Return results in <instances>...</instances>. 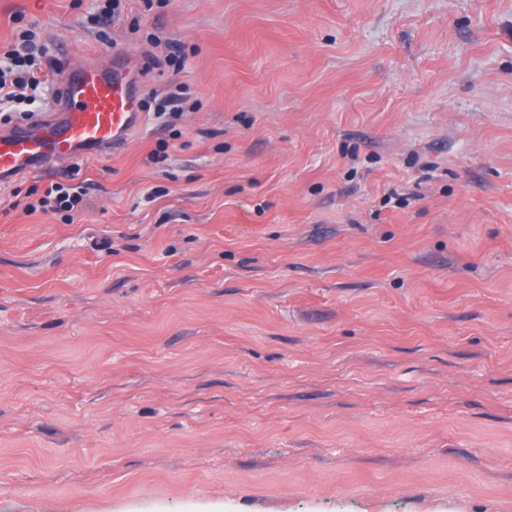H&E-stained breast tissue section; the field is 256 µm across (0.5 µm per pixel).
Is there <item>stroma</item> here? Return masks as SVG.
<instances>
[{"label":"stroma","mask_w":512,"mask_h":512,"mask_svg":"<svg viewBox=\"0 0 512 512\" xmlns=\"http://www.w3.org/2000/svg\"><path fill=\"white\" fill-rule=\"evenodd\" d=\"M97 5L0 0V117L112 54L147 108L82 209L0 185V512H512V0ZM35 33L26 30L20 36V41L8 47L2 52L0 47V100L17 101L19 103L26 98L25 92L29 88L36 91L45 81L39 76L41 68L37 65L36 56L43 57L45 49L37 45Z\"/></svg>","instance_id":"1"}]
</instances>
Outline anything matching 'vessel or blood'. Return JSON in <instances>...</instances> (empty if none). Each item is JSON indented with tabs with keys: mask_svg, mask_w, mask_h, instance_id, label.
I'll return each mask as SVG.
<instances>
[{
	"mask_svg": "<svg viewBox=\"0 0 512 512\" xmlns=\"http://www.w3.org/2000/svg\"><path fill=\"white\" fill-rule=\"evenodd\" d=\"M61 85L52 112L0 133L1 182L111 153L144 123L138 89L117 62L80 64Z\"/></svg>",
	"mask_w": 512,
	"mask_h": 512,
	"instance_id": "1",
	"label": "vessel or blood"
}]
</instances>
